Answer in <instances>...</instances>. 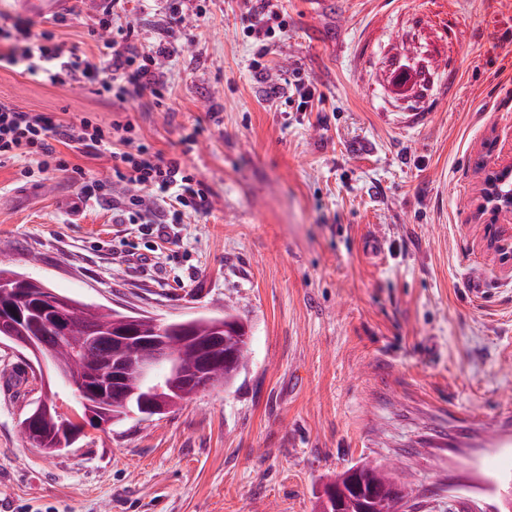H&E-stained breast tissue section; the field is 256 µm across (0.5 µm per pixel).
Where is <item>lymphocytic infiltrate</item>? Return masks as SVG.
I'll use <instances>...</instances> for the list:
<instances>
[{
	"label": "lymphocytic infiltrate",
	"instance_id": "f902f5d3",
	"mask_svg": "<svg viewBox=\"0 0 512 512\" xmlns=\"http://www.w3.org/2000/svg\"><path fill=\"white\" fill-rule=\"evenodd\" d=\"M247 21L245 34L253 38L257 50L252 69L263 73L262 63L276 39L288 33V21L280 0H241ZM113 4L102 8L96 26L87 34L102 42L99 54L89 55L78 47L54 41L47 34H32L29 26L19 23L16 35L0 51V67L12 68L19 62L29 64L30 74L51 84L75 83L96 95H112L124 100L151 91L161 95L164 88L158 73L174 49L165 43L143 45L138 41L134 25L113 29ZM132 122L115 121L103 126L89 118L64 123L44 112H30L0 102V166L20 163L21 174L67 171L60 146L79 145L86 153L110 155L113 176L138 188L136 195L115 209L119 224L137 222L154 225L163 232L165 225L182 220L184 208L206 209L208 190L202 180L191 173L185 160L151 151L133 143ZM121 143L122 151H113V143Z\"/></svg>",
	"mask_w": 512,
	"mask_h": 512
}]
</instances>
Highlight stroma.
<instances>
[{"mask_svg":"<svg viewBox=\"0 0 512 512\" xmlns=\"http://www.w3.org/2000/svg\"><path fill=\"white\" fill-rule=\"evenodd\" d=\"M282 6L288 34L266 70L315 87L307 112L266 97L237 0H182L181 25L171 0L120 13L141 42L185 46L160 101L0 68V101L64 122L129 118L136 142L184 157L209 189L160 237L113 223L111 201L70 211L67 174L6 165L0 257L89 304L162 323L228 309L250 334L228 389L86 427L53 457L21 433L43 379L0 340V512H313L337 472L368 461L401 465L411 512L503 508L512 267L473 212L484 142L512 153V0ZM98 12L82 0L32 30L92 55Z\"/></svg>","mask_w":512,"mask_h":512,"instance_id":"obj_1","label":"stroma"}]
</instances>
